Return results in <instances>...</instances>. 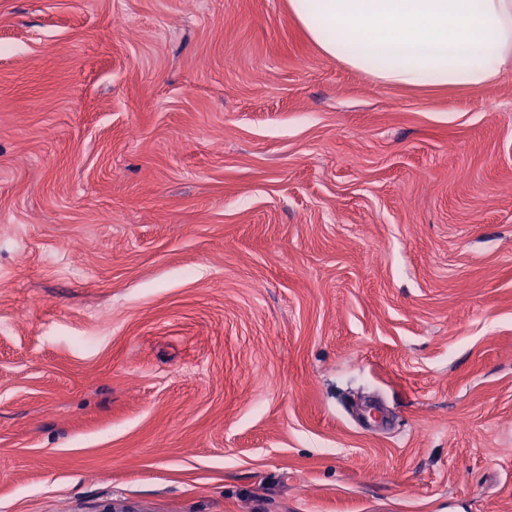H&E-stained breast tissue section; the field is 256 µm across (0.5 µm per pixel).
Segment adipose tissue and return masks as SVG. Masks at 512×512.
<instances>
[{"instance_id":"ef3b65f1","label":"adipose tissue","mask_w":512,"mask_h":512,"mask_svg":"<svg viewBox=\"0 0 512 512\" xmlns=\"http://www.w3.org/2000/svg\"><path fill=\"white\" fill-rule=\"evenodd\" d=\"M321 53L380 82L480 87L512 72V0H289Z\"/></svg>"}]
</instances>
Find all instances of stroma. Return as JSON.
Here are the masks:
<instances>
[{"label": "stroma", "mask_w": 512, "mask_h": 512, "mask_svg": "<svg viewBox=\"0 0 512 512\" xmlns=\"http://www.w3.org/2000/svg\"><path fill=\"white\" fill-rule=\"evenodd\" d=\"M0 455V512H512V74L0 0Z\"/></svg>", "instance_id": "obj_1"}]
</instances>
